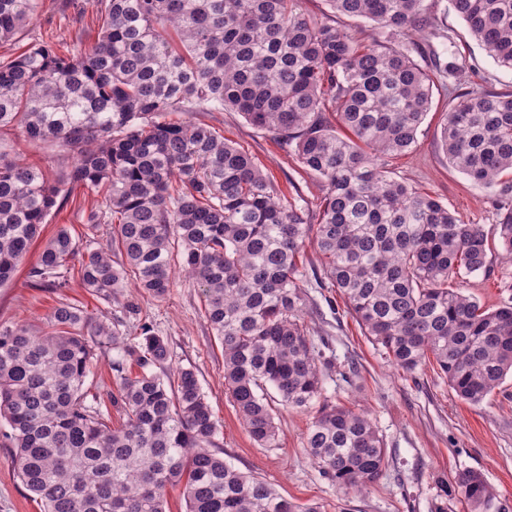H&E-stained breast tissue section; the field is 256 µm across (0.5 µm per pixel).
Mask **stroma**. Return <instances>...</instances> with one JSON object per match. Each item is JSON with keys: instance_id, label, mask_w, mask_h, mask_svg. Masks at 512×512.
<instances>
[{"instance_id": "1", "label": "stroma", "mask_w": 512, "mask_h": 512, "mask_svg": "<svg viewBox=\"0 0 512 512\" xmlns=\"http://www.w3.org/2000/svg\"><path fill=\"white\" fill-rule=\"evenodd\" d=\"M36 18L24 30L28 39L49 40L63 48L91 43L96 26L77 22L89 0H39ZM438 29L450 32L459 53L471 68L459 87L496 92L512 91V70L498 66L469 34L448 0H427ZM450 97L434 87L432 108L408 155L389 161L394 177L413 189L447 205L469 224L493 230L497 214L489 191L449 167L440 147L444 115ZM173 122L204 123L249 153L262 171L274 180L287 199L315 206L321 195L319 182L306 173L267 131L256 128L236 112H173ZM0 151L21 156L46 167L57 177L73 158L56 145L24 141L18 129L0 131ZM92 197L76 193L73 203L48 218L41 241L35 242L12 282L0 286V323L22 324L38 331L58 302L84 307L92 315L122 319L129 343H136L141 323H149L170 346L172 368H190L219 422L215 451L240 472L269 483L280 495L300 504H317L322 512H431L440 492V479L456 471H482L489 484L512 499V378H506L481 405L458 399L435 363H426L409 374L396 367L373 344L348 312L341 295L324 287L322 257L306 246L299 259L308 303L302 320L320 352L322 400L364 408L382 436L388 468L368 492L355 493L323 478L305 450L313 411L288 409L276 391L267 400L280 433L276 448L260 447L246 431L224 390V356L221 344L204 317V300L198 289L177 282L162 298L154 299L134 289L125 290L112 304H104L82 288L78 277L67 287L33 288L27 283L28 266L59 227H66L77 243H84L85 218ZM491 276L463 275L448 285L495 309L512 302V255L502 248L490 254ZM135 305L127 313L126 305ZM10 451L0 447V512H43L22 484L9 462Z\"/></svg>"}]
</instances>
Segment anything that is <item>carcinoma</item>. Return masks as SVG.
<instances>
[{"instance_id":"carcinoma-1","label":"carcinoma","mask_w":512,"mask_h":512,"mask_svg":"<svg viewBox=\"0 0 512 512\" xmlns=\"http://www.w3.org/2000/svg\"><path fill=\"white\" fill-rule=\"evenodd\" d=\"M330 16L300 0H100L97 38L64 51L40 41L0 60V128L52 141L75 157L56 180L0 153V285L12 281L52 211L76 189L96 197L80 253L64 227L27 277L63 288L71 273L106 303L129 282L161 298L176 275L205 297L224 351V387L250 436L278 446L266 384L282 405L305 410L321 396L319 354L302 322L297 259L323 257L328 287L365 335L407 373L433 360L460 400L478 405L512 375V304L482 307L448 278L490 273L488 233L387 171L405 155L432 106L438 80L470 68L437 31L425 0H327ZM488 56L512 69V0H450ZM38 0H0V42L34 19ZM362 19L359 43L335 16ZM424 31L448 57L412 53ZM441 132L448 165L489 189L498 242L512 253V92L456 96ZM240 113L278 140L320 181L318 218L282 197L252 157L205 124L170 112ZM106 246L94 248L99 225ZM120 255L121 261L112 259ZM81 256L79 268L70 267ZM59 303L46 327L0 324V421L11 466L44 512H166L180 486L187 512H319L282 497L214 452L218 420L190 368L177 384L158 371L168 341L140 325ZM112 351L124 415L113 428L103 398L84 389L93 362ZM132 357L141 372L125 371ZM306 448L327 480L358 492L388 467L367 412L322 405ZM512 512L476 469L441 482L432 512Z\"/></svg>"}]
</instances>
